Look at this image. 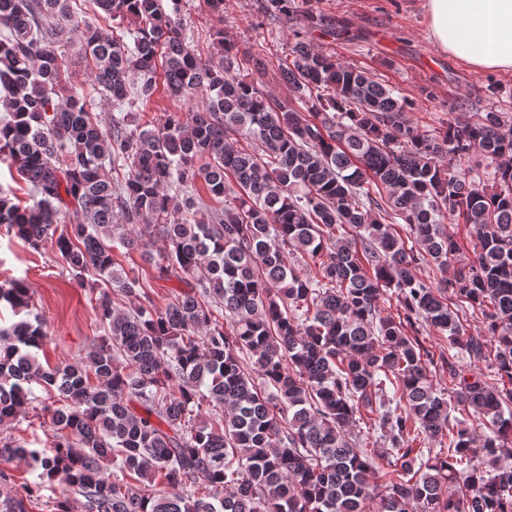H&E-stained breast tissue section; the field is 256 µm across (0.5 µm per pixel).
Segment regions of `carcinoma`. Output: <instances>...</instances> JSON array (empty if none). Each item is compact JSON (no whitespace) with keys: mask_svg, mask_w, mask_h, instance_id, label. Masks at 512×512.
I'll return each mask as SVG.
<instances>
[{"mask_svg":"<svg viewBox=\"0 0 512 512\" xmlns=\"http://www.w3.org/2000/svg\"><path fill=\"white\" fill-rule=\"evenodd\" d=\"M72 2L0 0V156L34 194L23 207L1 191L0 226L51 244L105 335L51 367L39 318L0 328V425L36 388L57 392L48 447L0 443L1 461L40 470L26 498L0 490V512H27L43 479L87 512H512V113L423 133L398 90L299 30L275 96L265 59L241 74L223 31L208 56L191 49L179 0H93L110 36ZM262 9L329 25L298 0ZM74 39L118 109L105 125L63 78ZM160 89L198 106L140 122L136 103ZM472 152L495 164L494 192L457 170ZM120 247L177 282L165 306ZM2 301L19 314L29 289L1 284ZM465 306L490 339L461 328ZM425 332L454 354L424 347ZM459 356L491 361L495 381ZM439 364L453 403L432 383ZM360 421L382 454L352 438ZM378 457L393 467L383 482Z\"/></svg>","mask_w":512,"mask_h":512,"instance_id":"carcinoma-1","label":"carcinoma"}]
</instances>
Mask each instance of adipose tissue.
Segmentation results:
<instances>
[{"label": "adipose tissue", "instance_id": "1", "mask_svg": "<svg viewBox=\"0 0 512 512\" xmlns=\"http://www.w3.org/2000/svg\"><path fill=\"white\" fill-rule=\"evenodd\" d=\"M430 36L477 74L512 70V0H426Z\"/></svg>", "mask_w": 512, "mask_h": 512}]
</instances>
